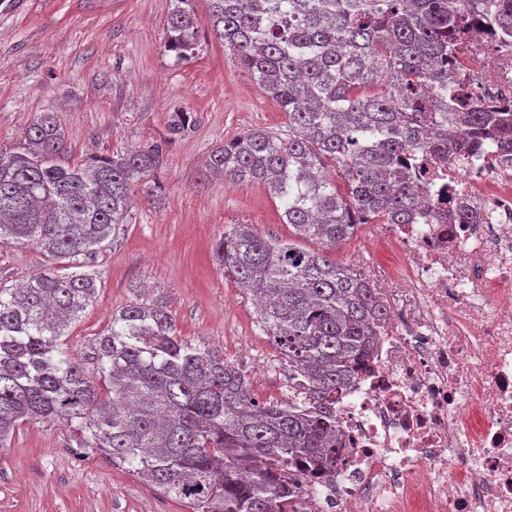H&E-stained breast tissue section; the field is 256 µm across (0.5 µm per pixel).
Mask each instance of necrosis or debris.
Returning <instances> with one entry per match:
<instances>
[{
    "label": "necrosis or debris",
    "instance_id": "obj_1",
    "mask_svg": "<svg viewBox=\"0 0 512 512\" xmlns=\"http://www.w3.org/2000/svg\"><path fill=\"white\" fill-rule=\"evenodd\" d=\"M456 65L512 108V42L483 31ZM428 224H375L402 257L401 302L336 403L341 454L295 512H512V154L424 155Z\"/></svg>",
    "mask_w": 512,
    "mask_h": 512
}]
</instances>
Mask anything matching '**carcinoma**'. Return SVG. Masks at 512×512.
Masks as SVG:
<instances>
[{
    "mask_svg": "<svg viewBox=\"0 0 512 512\" xmlns=\"http://www.w3.org/2000/svg\"><path fill=\"white\" fill-rule=\"evenodd\" d=\"M189 2L176 0L167 20L178 61L198 44ZM207 2L216 38L288 118L285 135L250 130L206 163L226 181L264 186L294 229L279 240L226 224L215 248L288 366V398L256 397L245 371L182 339L167 301L140 291L95 339L93 371L69 357L62 337L97 295L86 259L132 223L135 193L156 197L166 142L66 165L45 112L24 145L0 146V244L35 246L72 271L51 265L0 290V449L24 423H60L77 448L188 512H279L297 493L289 463H333L338 395L389 314L382 290L328 252L362 224L416 223L423 195L401 157L512 151V111L433 70L477 22L512 37V0ZM193 129L190 113L169 114L170 138ZM329 164L346 191L322 175Z\"/></svg>",
    "mask_w": 512,
    "mask_h": 512,
    "instance_id": "obj_1",
    "label": "carcinoma"
}]
</instances>
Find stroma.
<instances>
[{
	"label": "stroma",
	"mask_w": 512,
	"mask_h": 512,
	"mask_svg": "<svg viewBox=\"0 0 512 512\" xmlns=\"http://www.w3.org/2000/svg\"><path fill=\"white\" fill-rule=\"evenodd\" d=\"M174 0H0V145H21L42 113H56L66 159L91 158L159 139L170 112L193 113V132L170 145L156 178L162 203L135 204V221L90 261L97 296L72 325L71 358L87 364L92 344L139 287L161 294L179 335L229 354L253 371L272 345L255 307L215 263L212 249L228 224L253 225L285 239L278 203L258 184L227 185L206 176L211 151L251 129L286 133L287 118L212 33L206 0H193L199 30L193 57L165 48ZM337 262L361 259L387 272L397 258L367 245L364 233L337 245ZM48 263L30 245H0V288L14 287ZM0 512H186L127 469L89 452L76 454L67 428L22 425L0 452Z\"/></svg>",
	"instance_id": "1"
}]
</instances>
